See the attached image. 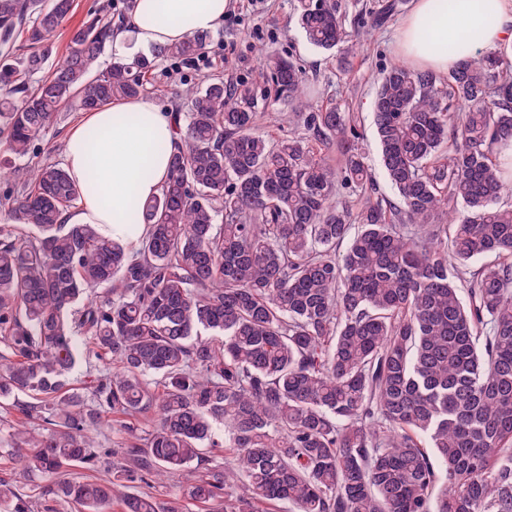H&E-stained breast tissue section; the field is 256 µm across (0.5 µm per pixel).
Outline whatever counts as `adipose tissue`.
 <instances>
[{
	"instance_id": "1",
	"label": "adipose tissue",
	"mask_w": 512,
	"mask_h": 512,
	"mask_svg": "<svg viewBox=\"0 0 512 512\" xmlns=\"http://www.w3.org/2000/svg\"><path fill=\"white\" fill-rule=\"evenodd\" d=\"M436 2L413 0L396 32V49L413 66L451 72L474 52L462 44V34L484 17L491 23L482 32V46L512 43V0H458L450 13L438 11ZM232 5V0H136L112 50L131 57L216 30ZM175 139L173 113L146 96L84 112L64 145V167L80 190L68 223L95 224L104 236L137 246L144 226L135 222L133 206L159 194Z\"/></svg>"
}]
</instances>
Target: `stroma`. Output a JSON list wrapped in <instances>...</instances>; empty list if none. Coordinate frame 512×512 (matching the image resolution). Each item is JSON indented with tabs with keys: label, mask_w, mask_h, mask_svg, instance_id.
Here are the masks:
<instances>
[{
	"label": "stroma",
	"mask_w": 512,
	"mask_h": 512,
	"mask_svg": "<svg viewBox=\"0 0 512 512\" xmlns=\"http://www.w3.org/2000/svg\"><path fill=\"white\" fill-rule=\"evenodd\" d=\"M294 4L295 0H259L258 5L225 18L223 25L210 34L205 49L206 63L196 68L187 65L178 68L172 61L162 62L147 94L161 107L171 110L176 104L177 87L186 82H200L209 74H223L225 82L230 84L246 80L263 87L267 75L259 62V52L291 57L306 74L305 91L313 103L325 106L342 100L358 112L373 180L380 190H387L370 124V104L376 79L398 58L393 37L411 6L407 2L403 4L400 13L376 31L370 43L358 52L352 70L340 75L331 57L305 40L296 21Z\"/></svg>",
	"instance_id": "obj_1"
}]
</instances>
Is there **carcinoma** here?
I'll list each match as a JSON object with an SVG mask.
<instances>
[{"label": "carcinoma", "instance_id": "cac0c4a2", "mask_svg": "<svg viewBox=\"0 0 512 512\" xmlns=\"http://www.w3.org/2000/svg\"><path fill=\"white\" fill-rule=\"evenodd\" d=\"M400 6L294 10L344 73ZM73 10L0 0V178L63 110L137 97L158 61L204 54L194 33L102 69L119 29L105 8L52 66ZM263 62V92L219 74L177 91L188 110L167 181L135 209L138 248L66 223L80 191L58 164L4 196L0 407L19 417L0 416V455L34 485L0 478V512H512V44L446 76L384 70L371 109L392 198L359 115L307 99L292 61ZM276 103L278 139L259 129ZM363 189L355 209L337 200ZM83 352L112 369L77 387ZM111 415L119 448L98 440ZM92 467L104 475H79ZM183 472L172 493L130 491Z\"/></svg>", "mask_w": 512, "mask_h": 512}]
</instances>
